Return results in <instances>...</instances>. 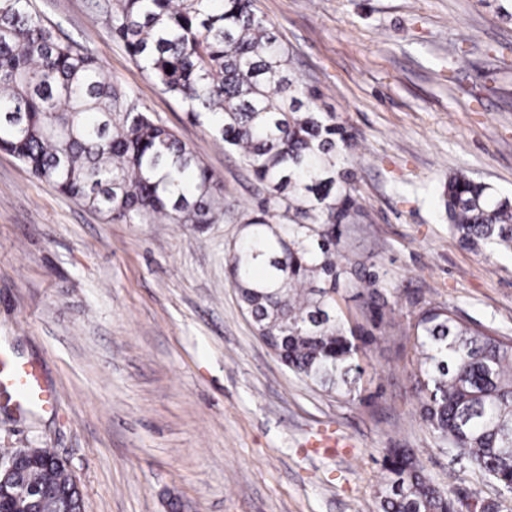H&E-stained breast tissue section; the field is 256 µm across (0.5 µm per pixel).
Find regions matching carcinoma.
<instances>
[{
  "mask_svg": "<svg viewBox=\"0 0 512 512\" xmlns=\"http://www.w3.org/2000/svg\"><path fill=\"white\" fill-rule=\"evenodd\" d=\"M112 34L137 65L237 151L275 202L300 217L272 221L264 206L227 266L257 335L295 374L328 393L360 394V358L375 341L352 325L337 296L356 288L375 328L394 309L379 276L337 261L339 229L360 212L342 168L357 140L317 104L320 92L291 67L273 25L253 0H117ZM172 72H166L167 68ZM0 149L63 194L126 224H210L221 187L189 146L81 45L44 23L34 0H0ZM462 247L512 255V198L458 173L439 193ZM407 335L412 393L448 453L512 487V339L446 306L412 305ZM24 456L26 502L37 512H80L68 466L48 448ZM377 490L380 512H457L419 455L389 448Z\"/></svg>",
  "mask_w": 512,
  "mask_h": 512,
  "instance_id": "carcinoma-1",
  "label": "carcinoma"
}]
</instances>
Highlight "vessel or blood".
<instances>
[{
	"mask_svg": "<svg viewBox=\"0 0 512 512\" xmlns=\"http://www.w3.org/2000/svg\"><path fill=\"white\" fill-rule=\"evenodd\" d=\"M0 391L8 393L20 409L36 405L51 410L58 400L56 386L46 381L38 364L1 357Z\"/></svg>",
	"mask_w": 512,
	"mask_h": 512,
	"instance_id": "vessel-or-blood-1",
	"label": "vessel or blood"
}]
</instances>
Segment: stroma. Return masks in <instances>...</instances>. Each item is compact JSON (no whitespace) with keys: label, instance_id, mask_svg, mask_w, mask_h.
I'll return each instance as SVG.
<instances>
[{"label":"stroma","instance_id":"35a3bbf8","mask_svg":"<svg viewBox=\"0 0 512 512\" xmlns=\"http://www.w3.org/2000/svg\"><path fill=\"white\" fill-rule=\"evenodd\" d=\"M105 0H36L224 187L214 223L123 224L0 150V346L39 364L57 408L0 407V448L65 459L84 512H379L380 461L416 450L462 504L494 496L442 452L409 389L410 301L512 337V257L464 249L437 201L461 171L512 196V19L501 0H254L321 106L360 144L361 255L396 310L361 360V395L317 389L257 336L226 265L269 194L240 156L140 69Z\"/></svg>","mask_w":512,"mask_h":512}]
</instances>
